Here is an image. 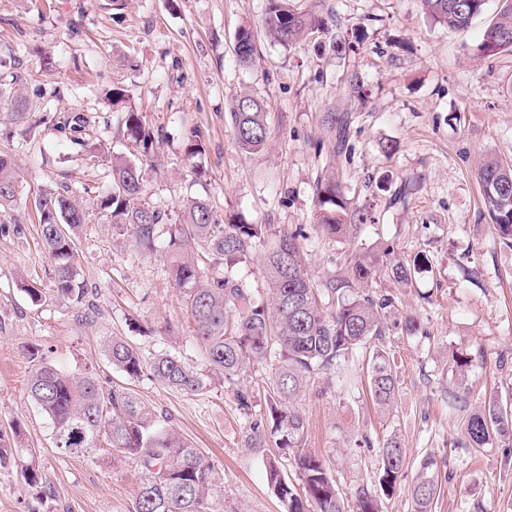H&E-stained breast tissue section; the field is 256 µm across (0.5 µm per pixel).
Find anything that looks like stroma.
Listing matches in <instances>:
<instances>
[{"mask_svg": "<svg viewBox=\"0 0 512 512\" xmlns=\"http://www.w3.org/2000/svg\"><path fill=\"white\" fill-rule=\"evenodd\" d=\"M110 2L0 0V117L17 92L31 98L44 91L48 110L45 123L19 120L13 139L0 140L18 166L16 198L0 211V437L12 440L22 427L43 477L29 486L21 458L0 467V512H130L141 482L136 464L115 449L78 457L54 448L48 417L25 391L32 347L64 370L92 369L105 384L124 381L103 354L112 336L145 357L164 351L208 368L165 252H135L108 225L87 224L77 234L87 305H35L21 287L51 286L35 220L38 195L65 190L80 198L100 189V158L114 152L142 165L149 200L173 217L182 200L201 197L224 218L240 214L311 234L317 181L331 170L347 198L373 201L376 224L350 243L311 234L304 259L320 282L354 250L390 246L402 261L427 256L428 268L410 284L382 277L372 285L395 298V326L384 344L397 362V403L386 414L366 395L316 380L299 401L307 418L303 446L324 459L349 510L356 489L374 480L376 442L394 433L407 453L405 481L429 453L447 474L436 512H512V439L466 445L462 413L449 412L442 399L456 381L451 355L461 351L472 357L463 379L471 407L512 397V249L497 243L475 177L486 158L512 159V54L487 58L475 50L498 0L462 34L435 25L420 0H293L324 16L328 28L290 49L262 31L266 0H124L119 20ZM242 25L253 28L259 50L247 70L235 63ZM339 38L349 50L334 51ZM353 72L367 91L361 102L345 90ZM116 86L126 93L119 105L112 102ZM244 90L268 111V148L252 156L239 151L224 122L231 99ZM130 109L159 134L152 157L125 141L118 122ZM72 112L89 120L90 151L53 128ZM328 112L349 115L350 152H332ZM194 129L204 150L190 158L185 143ZM385 143L392 154L382 152ZM403 184L406 200L392 202ZM410 314L420 336L397 327ZM271 378L266 365L243 374L242 385L254 392L248 411L216 377L195 395L146 377L133 384L223 475L229 512H286L267 487L271 449L242 442L266 411ZM364 434L373 447L358 446Z\"/></svg>", "mask_w": 512, "mask_h": 512, "instance_id": "35a3bbf8", "label": "stroma"}]
</instances>
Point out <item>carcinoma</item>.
<instances>
[{
  "label": "carcinoma",
  "mask_w": 512,
  "mask_h": 512,
  "mask_svg": "<svg viewBox=\"0 0 512 512\" xmlns=\"http://www.w3.org/2000/svg\"><path fill=\"white\" fill-rule=\"evenodd\" d=\"M500 3L478 45L485 56L512 53V0ZM487 4L488 0H421L434 22L458 33L467 32ZM263 29L266 36L291 48L324 31L325 20L312 11L299 10L290 0H267ZM235 40L240 46L235 53L237 65L253 66L256 42L251 28H240ZM225 120L241 152L256 154L266 145L267 112L257 96L248 92L236 96ZM326 123L336 132L333 150H342L349 118L330 112ZM86 124L87 118L76 114L56 122L55 127L60 132L77 133ZM124 125L127 140L145 150L152 146L155 134L138 113L127 112ZM107 178L108 189L99 192L90 206L61 192L44 191L36 199L40 239L53 267L49 292L74 307L82 306L87 295L78 271L79 228L97 219L112 225L117 235L154 249L156 226L169 221L165 210L148 202L144 172L137 163L114 155ZM476 179L499 244L512 249V160L486 161L478 168ZM15 192L13 158L0 154V208L14 200ZM316 202L315 231L331 240L345 241L357 226L377 220L372 207L349 205L334 176L317 183ZM180 214L163 250L170 257L176 286L185 293L211 373L236 386L237 406L246 411L252 407L253 393L240 385L241 374L254 364L275 366L267 417L250 423L243 435L244 445L265 448L269 438L277 435V447L292 451L299 488L285 478L277 459L265 463L268 486L288 512H346L344 497L324 461L313 452L300 450L306 419L295 403L308 383L320 377L329 382L339 377L354 388L362 378L361 390L368 392L377 408L394 409L397 365L392 350L383 344L394 298L370 290V285L383 273L397 283H408L421 259H413L410 265L391 263L386 261L388 248L355 253L346 259L339 274L317 284L303 265L301 240L307 235L282 231L263 256V286L254 288L236 276L235 268L251 258L270 225L243 219L227 224L207 200L194 197L183 201ZM104 355L112 368L125 376L126 383L106 387L91 371L65 372L40 348L29 352L32 370L27 396L51 421L53 446L65 455H88L102 442L134 461L142 481L132 512H224L223 476L201 449L174 428L168 416L131 387L146 374L165 387L193 395L209 385V375L166 352L147 359L121 336L107 341ZM443 397L454 409L468 405V391L459 384L444 390ZM505 436H512L511 404L497 402L467 415L465 437L472 447ZM23 437L17 426L13 445L0 444L1 464L21 454ZM406 469L403 446L392 434L378 447L376 489L363 485L356 490V512H379V496L392 495ZM24 474L28 484H41L36 455H30ZM407 492L415 512H433L440 493L435 455L420 460Z\"/></svg>",
  "instance_id": "cac0c4a2"
}]
</instances>
